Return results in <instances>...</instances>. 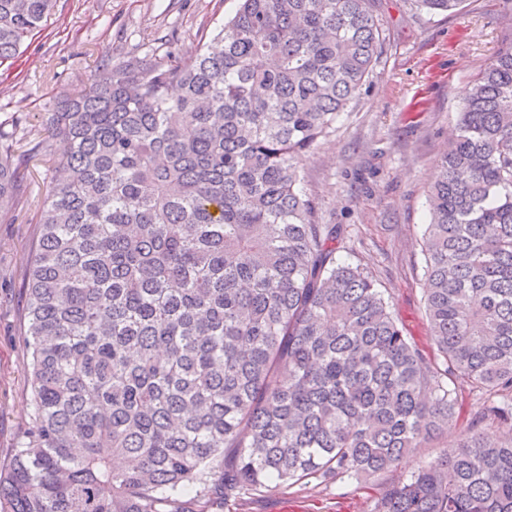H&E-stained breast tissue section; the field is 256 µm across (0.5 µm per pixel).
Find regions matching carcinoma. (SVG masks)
Instances as JSON below:
<instances>
[{"label": "carcinoma", "mask_w": 512, "mask_h": 512, "mask_svg": "<svg viewBox=\"0 0 512 512\" xmlns=\"http://www.w3.org/2000/svg\"><path fill=\"white\" fill-rule=\"evenodd\" d=\"M56 2L0 0V64ZM216 40L104 65L42 137L0 125V223L26 191L16 158L62 144L22 279L30 412L0 512L361 484L452 425L459 378L494 431L385 485L374 512H512V49L473 83L429 190L431 358L301 187L380 62L370 0H239Z\"/></svg>", "instance_id": "cac0c4a2"}]
</instances>
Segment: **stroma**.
<instances>
[{
  "mask_svg": "<svg viewBox=\"0 0 512 512\" xmlns=\"http://www.w3.org/2000/svg\"><path fill=\"white\" fill-rule=\"evenodd\" d=\"M238 0H58L40 30L0 64V122L40 131L57 98L88 86L104 61L149 49L164 35L188 57L231 18ZM384 51L345 112L301 163L302 186L319 221L345 228L339 257L364 267L389 300L406 336L432 351L424 312L428 191L457 114L478 74L512 48V0H463L455 13H430L416 0H372ZM47 163L30 165L29 201L0 223V464L29 416L30 366L20 334V285ZM460 418L406 455L390 472L353 489L308 478L276 492L226 497L213 512H373L386 484L409 477L454 447L485 407V395L455 383Z\"/></svg>",
  "mask_w": 512,
  "mask_h": 512,
  "instance_id": "1",
  "label": "stroma"
}]
</instances>
